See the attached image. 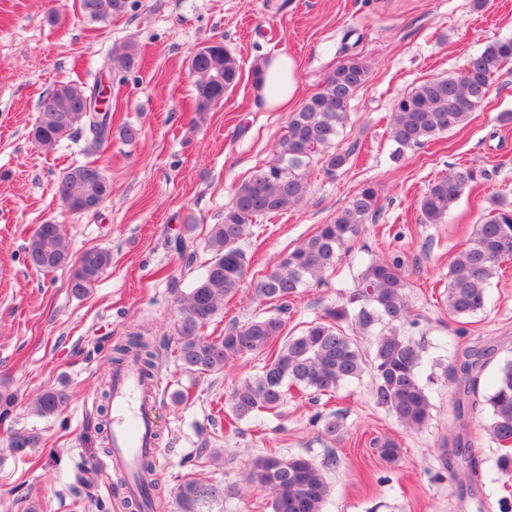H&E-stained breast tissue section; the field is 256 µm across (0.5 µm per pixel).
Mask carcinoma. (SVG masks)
Masks as SVG:
<instances>
[{
	"label": "carcinoma",
	"mask_w": 512,
	"mask_h": 512,
	"mask_svg": "<svg viewBox=\"0 0 512 512\" xmlns=\"http://www.w3.org/2000/svg\"><path fill=\"white\" fill-rule=\"evenodd\" d=\"M84 17L106 23L124 15L130 0H80ZM344 33L337 52L343 60L325 79L320 91L303 100L288 115L286 133L275 146V158L257 168L236 189L224 219L211 225L207 247L211 258L192 288L177 299L173 323L177 359L182 368L198 375L222 372L250 354L265 356L261 370L236 383L227 398L229 423H239L262 412L278 409L288 388L298 385L315 395L332 396L341 386L363 375L370 376L377 404L386 407L407 429L417 430L431 417L432 403L422 384L424 360L421 349L401 334L415 324L408 304L406 281L397 257L373 258L363 265L344 302L324 309L299 334H284L288 301L310 283H321L333 272L341 251L360 232L361 225L378 209L379 198L371 185L363 186L336 216L288 252L276 265L258 276L255 297L276 307L210 338L202 330L224 310V300L235 296L246 277L249 260L240 242L257 219L302 203L310 194L308 171L321 164L328 178L347 163L350 154L336 150V139L349 120V104L367 82L369 70L357 57V43ZM137 47L123 44L112 52V73L125 75L138 66ZM512 63V38L487 43L469 57L464 70L448 77L421 82L399 97L390 116L393 158L418 148L439 134L467 123L488 93V85ZM194 76L196 109L203 113L224 101V94L239 75L238 59L221 42L199 49L190 58ZM97 93L75 80L60 81L39 100L30 131L43 152L54 151L63 140L86 132L93 147L112 138V112H88L85 103ZM474 181L471 170L451 169L433 181L420 198L425 224H441L448 218L465 188ZM57 192L68 210L97 211L111 193L104 169L96 159L66 167L57 181ZM193 225L170 242V248L186 266L196 261L190 236ZM512 259V199L497 198L476 225L467 245L448 267L446 302L459 318L484 310L491 279ZM25 261L39 273L71 269L69 286L77 297L86 296L112 265V253L98 249L72 258L70 240L61 224H38L25 246ZM373 337L372 353L364 351L358 337ZM118 366L133 358L144 378L155 376L156 351L150 337L133 332L113 348ZM63 390H47L34 401L43 417L59 413L68 403ZM483 403L491 411L488 431L500 445L495 464L512 476V360L500 368L499 377ZM247 483L265 487L271 512H323L330 487L323 466L303 456L261 455L252 462ZM224 495V489L193 477L182 483L178 498L184 512Z\"/></svg>",
	"instance_id": "obj_1"
}]
</instances>
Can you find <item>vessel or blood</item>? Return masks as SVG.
<instances>
[{"label":"vessel or blood","instance_id":"obj_1","mask_svg":"<svg viewBox=\"0 0 512 512\" xmlns=\"http://www.w3.org/2000/svg\"><path fill=\"white\" fill-rule=\"evenodd\" d=\"M156 404L152 383L141 381L134 367L114 370L110 403L112 451L107 465L129 474L125 493L127 499L135 503L143 502L144 490L133 475L142 458L154 457L159 453L153 415Z\"/></svg>","mask_w":512,"mask_h":512}]
</instances>
